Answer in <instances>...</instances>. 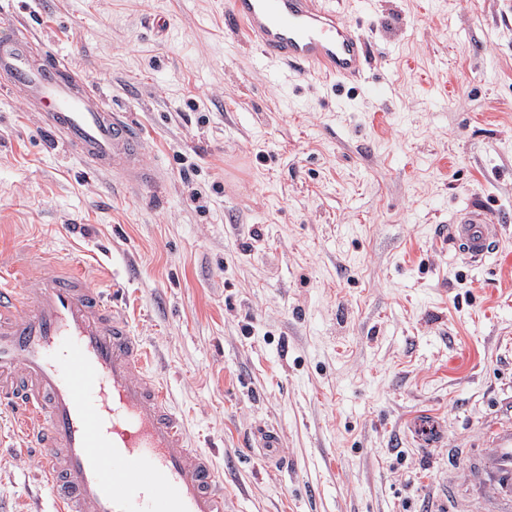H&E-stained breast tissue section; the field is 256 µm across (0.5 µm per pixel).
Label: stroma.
I'll return each instance as SVG.
<instances>
[{
	"label": "stroma",
	"instance_id": "1",
	"mask_svg": "<svg viewBox=\"0 0 512 512\" xmlns=\"http://www.w3.org/2000/svg\"><path fill=\"white\" fill-rule=\"evenodd\" d=\"M224 4L0 0L164 179L95 172L0 90V261L119 288L230 512H424L449 449L512 422V0H333L368 41L346 84L263 59ZM468 204L506 218L479 268L439 234ZM35 459L0 443L6 512H51Z\"/></svg>",
	"mask_w": 512,
	"mask_h": 512
}]
</instances>
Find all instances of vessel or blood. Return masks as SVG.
Listing matches in <instances>:
<instances>
[{"mask_svg":"<svg viewBox=\"0 0 512 512\" xmlns=\"http://www.w3.org/2000/svg\"><path fill=\"white\" fill-rule=\"evenodd\" d=\"M267 60L302 76L342 82L364 74L365 39L329 0H228L225 14ZM31 36L0 25V89L19 93L58 143L98 171L153 181L143 138L73 67L37 64ZM500 220L469 205L446 228L471 266L496 250ZM147 352L115 295L89 286L80 264L51 259L37 272H0V404L40 451L55 512H229L224 476L192 445L167 387L145 368ZM475 463L472 497L455 480L442 492L457 512L477 500L512 512V425L492 426Z\"/></svg>","mask_w":512,"mask_h":512,"instance_id":"b4317fda","label":"vessel or blood"}]
</instances>
